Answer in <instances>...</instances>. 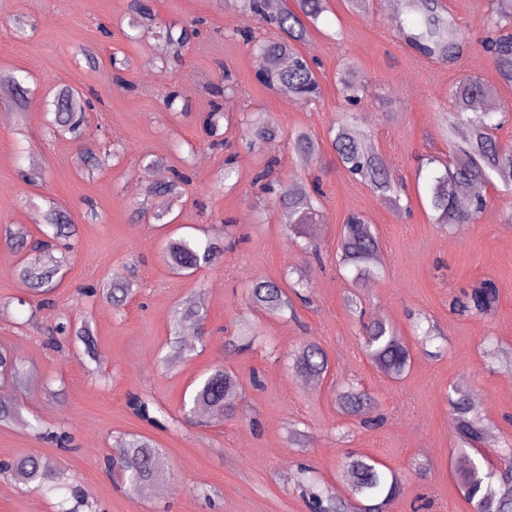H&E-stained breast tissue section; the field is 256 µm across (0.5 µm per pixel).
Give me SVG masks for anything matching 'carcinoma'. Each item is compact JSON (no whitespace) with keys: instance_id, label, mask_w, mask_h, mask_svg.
I'll return each mask as SVG.
<instances>
[{"instance_id":"obj_1","label":"carcinoma","mask_w":512,"mask_h":512,"mask_svg":"<svg viewBox=\"0 0 512 512\" xmlns=\"http://www.w3.org/2000/svg\"><path fill=\"white\" fill-rule=\"evenodd\" d=\"M130 11L148 24L155 21L154 14L146 0H129ZM241 11L250 17L263 20L271 29V36L258 39L248 28L235 30L230 37L241 38L251 45L255 59L256 75L259 82L269 88H286L298 100L306 104L319 102L322 88L314 63L300 51L299 45L308 37L309 29L317 27L322 14L327 11V0H294V7L271 6V0H241ZM403 18L398 20L400 38L419 56L434 60L450 67L458 65L467 49V43L455 20L448 12L445 0H403ZM199 35L197 28L183 27L178 36L172 29L163 32L162 42L172 57L180 58L188 52ZM495 66L499 81L512 86V0H493L487 32L481 41ZM337 82L342 97L350 107L358 105L365 90V79L356 63L346 58L338 69ZM497 92L496 86L478 77L469 76L448 88V97L453 111L443 113V129L450 133L448 154L427 159L430 166L426 180L429 207L433 212V223L441 229L454 225L475 223L486 207L481 195L462 196L459 188L471 183L500 182L512 190V147L504 144L498 131L512 121V113L506 108L489 112L483 108L484 101ZM241 93L237 82L229 71H224V87L217 89L210 109L200 117L202 128L211 137L210 147H224L220 129H230L236 123L238 135L247 147L268 143L281 135L267 116L261 113H243L234 118L224 112L223 99ZM46 128L55 137H68L81 144L80 161L84 169L98 168L100 155L97 150L107 149L100 144L93 145L87 139L86 111L82 93L70 86H62L52 96H44ZM288 144L304 162L323 158L325 148L336 156L339 163L353 177L369 186L381 200L399 207L396 183L383 155L378 149H369L366 136L358 126L356 113L346 111L336 128L329 134V142L322 143L306 129L288 132ZM274 161L256 172L253 184L276 198L285 222L288 224V240L304 238L312 240L315 226L323 217V194L316 189L294 191L286 180L271 178ZM190 181L184 171L174 172V177L159 183H150L147 194L162 198L167 207L150 211L142 206L138 211L141 220L163 221L172 214L173 207L181 197V185ZM45 226L51 231H41L34 237L23 232L5 231L9 245L25 247L29 258L20 270L21 282L36 295L50 293L58 282V275L66 265L72 245V225L65 223L54 202L47 201L43 213ZM381 242L375 228L359 212H350L342 224L336 257L339 266L353 272L350 290L345 296V306L358 320L362 328L364 354L373 367L387 378L397 381L409 373L413 360V347L397 332L391 322L382 316L367 315L362 289L385 277L386 269L379 260ZM224 254L219 240L204 242L185 237L171 238L163 247L162 259L176 275L187 276L201 267L212 264ZM134 282L112 281L102 288H91L86 296L95 297L112 304L115 308L124 306L134 294ZM309 288L304 272L285 288L273 279L255 280L249 288L247 300L250 308L275 316L294 314L293 298L309 303V297L302 291ZM499 288L491 279H479L468 290L451 302L454 312H470L476 315H491L498 308ZM206 320L204 307L195 301H187L176 308L171 316V341L169 352L162 363L169 367L183 360L192 347L180 340L183 326L188 323L201 325ZM61 335L75 334L84 343L87 351L94 347L89 325L72 330L66 323L58 327ZM262 338L258 327L247 317L239 319L238 331L228 339L227 344L238 349H248ZM418 343L424 353L440 357L446 351V338L436 325L422 330ZM293 371L306 378L321 379L329 372V359L325 350L315 341L303 342L294 352ZM25 370L11 356L9 350L0 348V376L16 383L26 378ZM242 384L238 375L218 366L200 382L184 402L188 414H196L210 420L228 421L239 415L238 398ZM336 408L357 422L363 428H376L383 424L384 416L377 411L374 397L362 385L344 383L336 388ZM129 404L141 419L159 424L154 416V403L143 397L134 396ZM448 414L450 425L461 442V448L453 461V475L459 486L466 491L473 512H512V441H504L498 451L501 466L489 469L473 454L486 443L488 427L478 413L475 399L458 388L448 391ZM21 419L13 406V397L0 395V424L7 425ZM40 438L50 440L64 448L69 442L67 431L61 427L42 428L41 422L31 425ZM163 463L162 449L157 443L143 435H130L120 443L118 456L112 460L126 477L129 491L133 494L159 481V467ZM346 467L350 474V494L342 497L320 484L305 467L300 468L299 489L311 512H389L392 503L402 494L406 476L388 468L378 460L365 454H351ZM7 471L17 482L48 490H56L61 484V472L52 469L38 456L28 455L8 465ZM75 505L65 512H81L92 509V505L76 484L69 486Z\"/></svg>"}]
</instances>
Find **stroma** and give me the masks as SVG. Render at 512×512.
Returning <instances> with one entry per match:
<instances>
[{"instance_id": "stroma-1", "label": "stroma", "mask_w": 512, "mask_h": 512, "mask_svg": "<svg viewBox=\"0 0 512 512\" xmlns=\"http://www.w3.org/2000/svg\"><path fill=\"white\" fill-rule=\"evenodd\" d=\"M128 5L129 0H0V96L23 70L40 93L56 85L79 88L97 98L90 123L112 151L103 166L86 174L77 163L79 144L47 135L39 96L21 108L0 103V236L19 227L37 233L50 200L76 226L74 253L46 304L18 281L22 252L0 240V346L34 372L28 385L14 391L22 422L0 426V462L41 457L86 490L95 512H307L295 489L298 464L312 467L327 487L344 495V457L355 452L406 476L404 493L390 512H472L451 473L458 442L448 423L447 396L458 386L477 401L493 426L488 448L512 439V367L504 363L512 356V193L484 187L488 206L478 221L444 231L419 197L415 173L420 156L448 151L438 112L449 105V85L477 76L497 85L499 98L512 99V87L499 84L491 59L479 50L490 0H447L469 42L454 68L417 56L376 2L356 13L344 0H329L301 47L321 64L322 97L311 106L290 107L278 90L256 80L246 45L230 39L236 29L264 26L236 2L152 0L156 21L144 31L130 30ZM17 15L32 20L29 36L13 34L9 21ZM194 19L202 22L196 45L181 59L153 63L161 27L177 31ZM87 50L96 53V66L87 64ZM114 56L130 62L119 78L110 64ZM345 57L355 59L366 76L358 123L392 173L406 182L410 212L387 206L332 153L304 165L282 140L250 151L235 142L213 150L194 121L228 68L247 94L225 99V111L261 112L283 130L303 127L327 139L343 109L336 69ZM171 91L178 99L169 111L163 98ZM230 156L240 172L232 189L220 180ZM270 159L275 178L306 190L318 183L325 191L316 234L320 259L287 242L281 211L253 185L254 173ZM151 160L169 170L188 169L192 177L173 209L175 223L166 226L140 222L136 214L155 179L141 171ZM32 164L39 176L30 184L19 172ZM261 206L266 218L260 224L255 213ZM352 210L371 220L383 244L387 277L364 289L369 311L408 338L414 316L426 315L448 338L441 357L414 351L411 371L398 383L367 360L359 326L344 306L348 283L336 250L341 224ZM227 220L237 243L218 263L191 276L171 273L161 258L167 237L218 235ZM296 268L309 274L311 306L298 307L293 319L252 313L268 348L226 346L238 315L246 312L247 283L278 280ZM118 278L135 283L121 310L81 294L86 286ZM481 278L499 287L496 313H452V298ZM198 298L207 312L205 338L193 339L183 361L163 367L174 308ZM66 321L88 323L95 357H88L82 343L57 342L54 327ZM309 339L330 361L328 375L311 389L289 368L293 350ZM488 339L499 348V364L485 353ZM218 365L243 383L238 419L217 426L200 418L185 421L184 400ZM254 374L261 387L251 385ZM348 379L375 397L385 416L382 426L358 428L337 411L336 385ZM136 395L160 408L159 425L134 414L129 400ZM34 416L63 425L69 446L35 436L24 424ZM294 423L307 432L306 447L289 443ZM132 434L154 439L164 451L162 488L137 496L108 467L117 441ZM68 496L64 489L44 493L0 474V512H62Z\"/></svg>"}]
</instances>
